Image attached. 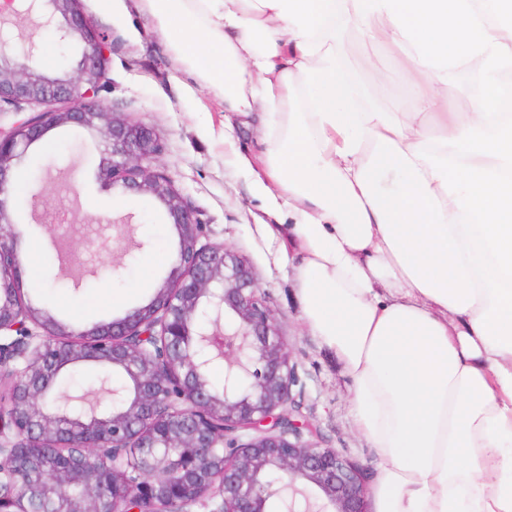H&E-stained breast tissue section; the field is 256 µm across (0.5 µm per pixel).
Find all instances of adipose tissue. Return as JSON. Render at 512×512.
Listing matches in <instances>:
<instances>
[{
	"label": "adipose tissue",
	"instance_id": "1",
	"mask_svg": "<svg viewBox=\"0 0 512 512\" xmlns=\"http://www.w3.org/2000/svg\"><path fill=\"white\" fill-rule=\"evenodd\" d=\"M266 145L305 322L353 383L373 512H512V0H138ZM411 93L346 64L350 28ZM467 68L480 81L449 85ZM407 87L400 81L388 82L381 95V105L387 112H399L408 104Z\"/></svg>",
	"mask_w": 512,
	"mask_h": 512
}]
</instances>
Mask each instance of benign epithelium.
<instances>
[{
	"label": "benign epithelium",
	"instance_id": "benign-epithelium-1",
	"mask_svg": "<svg viewBox=\"0 0 512 512\" xmlns=\"http://www.w3.org/2000/svg\"><path fill=\"white\" fill-rule=\"evenodd\" d=\"M81 0H4L0 14L37 19L61 44L80 46L70 71L39 65L38 46L16 52L0 26V103L41 107L0 130V512L55 496L67 512H267L278 499L317 492L320 512H368L363 469L322 448L301 420L287 343L254 268L203 226L171 181L150 167L157 132L103 109L107 44ZM74 124L100 136L104 179L161 203L178 235L163 284L124 317L74 332L20 296L15 223L7 203L29 147ZM121 370L111 407L72 416L47 397L68 367ZM221 362L224 384L210 382Z\"/></svg>",
	"mask_w": 512,
	"mask_h": 512
}]
</instances>
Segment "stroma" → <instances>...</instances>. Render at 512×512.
Wrapping results in <instances>:
<instances>
[{
  "instance_id": "1",
  "label": "stroma",
  "mask_w": 512,
  "mask_h": 512,
  "mask_svg": "<svg viewBox=\"0 0 512 512\" xmlns=\"http://www.w3.org/2000/svg\"><path fill=\"white\" fill-rule=\"evenodd\" d=\"M112 2L104 14L97 0H82L109 46L103 103L158 132L162 149L153 168L166 174L193 209L207 242L233 248L252 264L289 344L300 378L293 394L316 441L374 477L375 451L353 422L351 379L303 320L288 229L254 194L251 173L233 162L236 149L253 159L262 154L256 130L225 110L177 59L136 0ZM99 158L96 133L75 126L48 132L29 148L18 170L24 182L43 175L39 202L24 190L8 205L22 230L14 249L23 298L77 331L146 304L170 269L165 263L144 275L147 259L174 256L178 244L164 207L100 179ZM127 215L135 226L130 240L111 224ZM34 265L40 269L36 280L28 274Z\"/></svg>"
}]
</instances>
